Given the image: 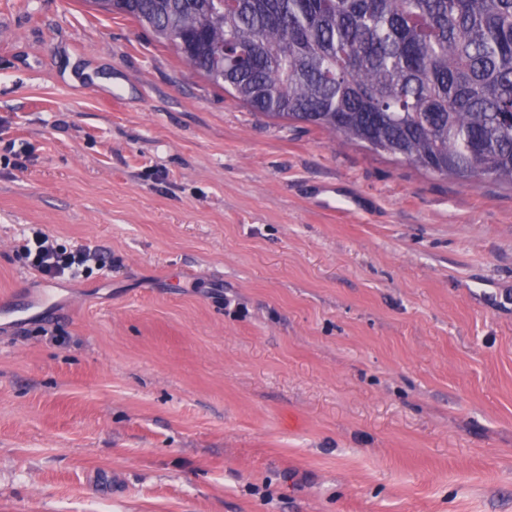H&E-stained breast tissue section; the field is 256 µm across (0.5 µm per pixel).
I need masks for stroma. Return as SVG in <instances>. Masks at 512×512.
<instances>
[{
    "instance_id": "35a3bbf8",
    "label": "stroma",
    "mask_w": 512,
    "mask_h": 512,
    "mask_svg": "<svg viewBox=\"0 0 512 512\" xmlns=\"http://www.w3.org/2000/svg\"><path fill=\"white\" fill-rule=\"evenodd\" d=\"M0 512H512V188L281 128L138 24L0 0ZM107 268L42 278L33 230ZM1 303L6 310H10L13 313H21L23 317L15 319L17 322H20L22 319L25 320L38 315H49L56 308L54 305L56 303V295L51 289H47L39 295L27 298L22 294H14L12 291L3 297L0 296V307Z\"/></svg>"
}]
</instances>
